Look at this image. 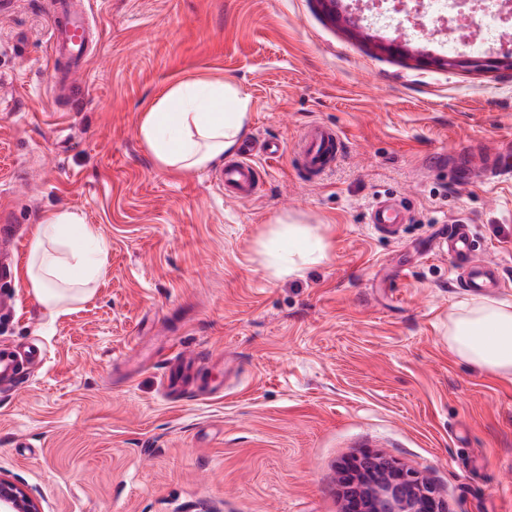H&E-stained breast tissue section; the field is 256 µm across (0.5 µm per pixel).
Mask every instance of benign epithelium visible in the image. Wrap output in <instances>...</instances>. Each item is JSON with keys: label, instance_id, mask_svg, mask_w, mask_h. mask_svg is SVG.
I'll return each mask as SVG.
<instances>
[{"label": "benign epithelium", "instance_id": "obj_1", "mask_svg": "<svg viewBox=\"0 0 512 512\" xmlns=\"http://www.w3.org/2000/svg\"><path fill=\"white\" fill-rule=\"evenodd\" d=\"M450 68L484 69L480 57L444 61ZM341 512H448L447 504L421 474L368 451L337 466ZM0 512H42L39 498L18 482L0 474Z\"/></svg>", "mask_w": 512, "mask_h": 512}]
</instances>
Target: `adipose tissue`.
Returning <instances> with one entry per match:
<instances>
[{"label": "adipose tissue", "mask_w": 512, "mask_h": 512, "mask_svg": "<svg viewBox=\"0 0 512 512\" xmlns=\"http://www.w3.org/2000/svg\"><path fill=\"white\" fill-rule=\"evenodd\" d=\"M250 98L228 80L193 79L169 85L152 102L139 138L164 170L203 171L233 154L247 132ZM108 247L97 227L76 212L49 210L41 216L23 266L27 288L54 313L91 298ZM263 267L275 277L300 274L327 257L317 229L286 215L273 219L258 242ZM448 346L483 372L512 378V304L479 296L448 317Z\"/></svg>", "instance_id": "ef3b65f1"}]
</instances>
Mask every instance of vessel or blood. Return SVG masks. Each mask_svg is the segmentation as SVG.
<instances>
[{"label": "vessel or blood", "mask_w": 512, "mask_h": 512, "mask_svg": "<svg viewBox=\"0 0 512 512\" xmlns=\"http://www.w3.org/2000/svg\"><path fill=\"white\" fill-rule=\"evenodd\" d=\"M50 69L54 94L67 95L70 88L86 75V65L93 42L89 31L91 0H48ZM343 140L336 128L314 122L303 129L299 138L300 159L307 171L320 178L334 166L342 153ZM225 193L236 199H249L259 187L258 168L251 151H244L227 162L213 176ZM483 181L489 188L512 182V164L491 160ZM368 223L381 237L393 235L400 225L399 211L390 199H378L369 209ZM431 252L447 255L455 273V287L484 293L500 285V266L485 259L476 225L442 226L429 245Z\"/></svg>", "instance_id": "obj_1"}]
</instances>
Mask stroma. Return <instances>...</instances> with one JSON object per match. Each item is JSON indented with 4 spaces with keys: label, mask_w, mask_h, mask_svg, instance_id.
Segmentation results:
<instances>
[{
    "label": "stroma",
    "mask_w": 512,
    "mask_h": 512,
    "mask_svg": "<svg viewBox=\"0 0 512 512\" xmlns=\"http://www.w3.org/2000/svg\"><path fill=\"white\" fill-rule=\"evenodd\" d=\"M97 53L72 108L48 81L42 0L0 16V218L26 258L51 209L108 241L91 299L54 316L21 270L0 347L42 361L0 392V474L44 512H340L337 464L364 451L426 477L448 512H512V379L448 346L469 293L424 246L440 224L479 227L512 303V187L452 181L465 151L512 143V69L448 71L352 38L319 0H95ZM233 79L247 139L280 154L258 196L210 171L158 168L138 130L170 83ZM334 125L344 151L309 181L297 137ZM401 198L398 238L368 209ZM287 214L318 225L328 258L276 278L256 242ZM194 358L200 399H164V361Z\"/></svg>",
    "instance_id": "1"
}]
</instances>
